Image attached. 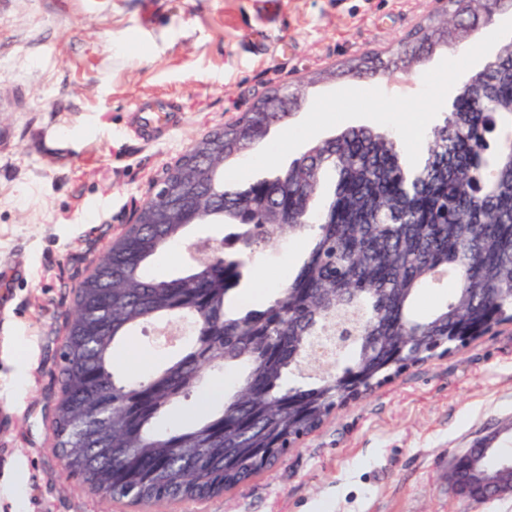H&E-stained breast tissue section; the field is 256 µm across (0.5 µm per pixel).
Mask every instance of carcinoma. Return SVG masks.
<instances>
[{
	"instance_id": "obj_1",
	"label": "carcinoma",
	"mask_w": 512,
	"mask_h": 512,
	"mask_svg": "<svg viewBox=\"0 0 512 512\" xmlns=\"http://www.w3.org/2000/svg\"><path fill=\"white\" fill-rule=\"evenodd\" d=\"M429 18L407 48L385 59L364 53L341 66L360 78L414 69L469 29ZM490 79L456 97L426 155L409 165L401 138L349 128L310 146L287 168L245 188L224 184V165L248 156L291 113L266 96L253 111L194 140L164 176L173 192L146 202L102 256L66 312L53 448L108 500L160 504L204 499L245 484L295 437L317 428L353 392H367L408 366L512 322V43ZM334 71L309 77L314 82ZM221 224L224 249L190 240ZM285 233L308 250L268 304L233 307L247 275L234 247L256 259ZM189 244L182 272L148 274L150 260ZM453 288L419 316L428 288ZM188 319L191 337L146 379L114 370V351L138 328ZM346 330L336 360L313 337ZM236 370L220 407L171 430L160 419L201 386L205 372ZM507 448L476 445L457 455V478L497 472Z\"/></svg>"
}]
</instances>
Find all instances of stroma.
Segmentation results:
<instances>
[{
  "instance_id": "obj_1",
  "label": "stroma",
  "mask_w": 512,
  "mask_h": 512,
  "mask_svg": "<svg viewBox=\"0 0 512 512\" xmlns=\"http://www.w3.org/2000/svg\"><path fill=\"white\" fill-rule=\"evenodd\" d=\"M442 0H0V512H512L448 484L454 456L512 426V323L404 369L330 414L245 486L198 501L102 500L63 471L52 446L64 313L133 211L198 138L269 90L365 52L385 53ZM512 41L501 15L467 47L424 56L414 74L303 86L287 126L224 169L243 187L350 127L411 136L442 124L479 65ZM174 100L179 122L145 141L130 112ZM297 236L251 263L242 306L271 300L301 262ZM160 364L172 352L149 324L121 343ZM210 372L166 420L221 404L237 381Z\"/></svg>"
}]
</instances>
